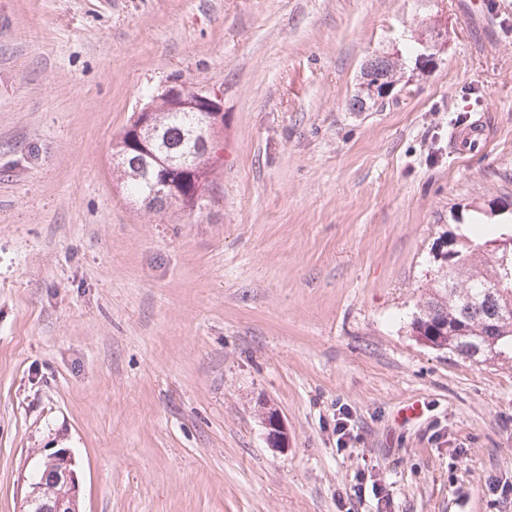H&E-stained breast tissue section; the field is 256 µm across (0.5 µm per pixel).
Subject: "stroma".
<instances>
[{
    "instance_id": "35a3bbf8",
    "label": "stroma",
    "mask_w": 512,
    "mask_h": 512,
    "mask_svg": "<svg viewBox=\"0 0 512 512\" xmlns=\"http://www.w3.org/2000/svg\"><path fill=\"white\" fill-rule=\"evenodd\" d=\"M387 51L392 92L352 111ZM173 84L224 93L194 213L113 175ZM472 128L489 148L449 147ZM488 224L512 226V0H0V512L61 448L80 512H376L364 469L391 512H512L487 487L512 485V363L411 328L449 232ZM262 418L267 430V443L271 448H287L288 447V429L284 424L279 412L266 405L262 412Z\"/></svg>"
}]
</instances>
